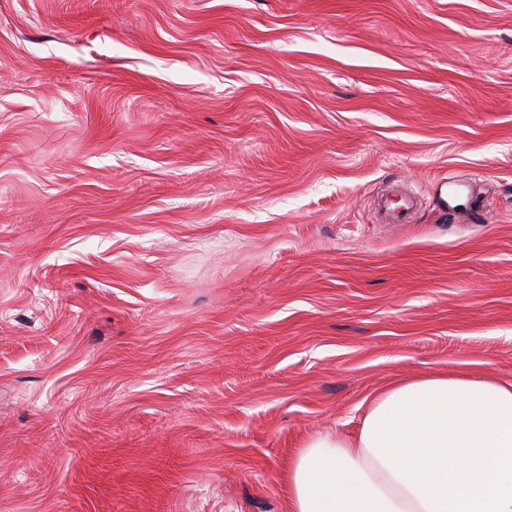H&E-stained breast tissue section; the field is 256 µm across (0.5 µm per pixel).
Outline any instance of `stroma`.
I'll list each match as a JSON object with an SVG mask.
<instances>
[{
	"mask_svg": "<svg viewBox=\"0 0 512 512\" xmlns=\"http://www.w3.org/2000/svg\"><path fill=\"white\" fill-rule=\"evenodd\" d=\"M433 370L512 378V0H0V512H288Z\"/></svg>",
	"mask_w": 512,
	"mask_h": 512,
	"instance_id": "35a3bbf8",
	"label": "stroma"
}]
</instances>
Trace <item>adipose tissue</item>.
Instances as JSON below:
<instances>
[{
  "mask_svg": "<svg viewBox=\"0 0 512 512\" xmlns=\"http://www.w3.org/2000/svg\"><path fill=\"white\" fill-rule=\"evenodd\" d=\"M289 512H512V380L422 374L291 462Z\"/></svg>",
  "mask_w": 512,
  "mask_h": 512,
  "instance_id": "1",
  "label": "adipose tissue"
}]
</instances>
